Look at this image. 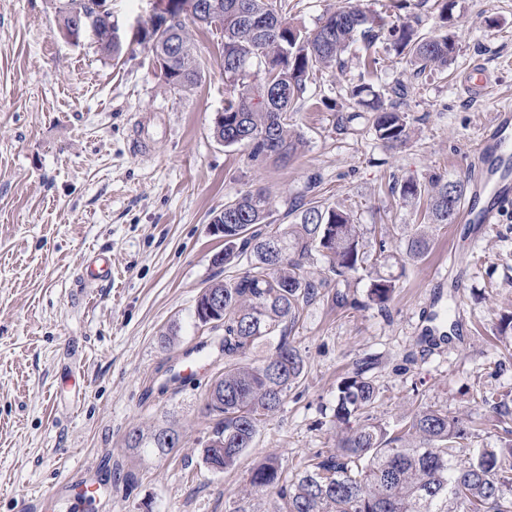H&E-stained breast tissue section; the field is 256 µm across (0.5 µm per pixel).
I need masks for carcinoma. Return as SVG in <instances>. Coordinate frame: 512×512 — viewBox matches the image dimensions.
I'll return each instance as SVG.
<instances>
[{
    "label": "carcinoma",
    "instance_id": "1",
    "mask_svg": "<svg viewBox=\"0 0 512 512\" xmlns=\"http://www.w3.org/2000/svg\"><path fill=\"white\" fill-rule=\"evenodd\" d=\"M220 8L224 20V121L215 136L224 146L245 145L254 161L271 160L286 165L297 154L301 136L291 129L289 114L300 109L307 82L316 71L343 68L344 53L360 44L362 63H378L376 44L383 34L393 37L399 55L410 58L419 71L444 68L455 46L447 36L423 37L415 20L398 18L392 24L376 13L346 0L311 32L283 17L282 0H203ZM98 0H66L59 11V26L79 9L96 15ZM112 14L96 15V43L106 55L122 51V42L111 37ZM140 41L150 45L153 59L166 81L177 91L195 86L201 78V62L186 17L174 12L146 30ZM352 96L373 112L372 128L379 141L393 148L408 136V117L384 107L370 87H353ZM467 192V184L455 181L448 198V179L435 174L422 186L406 182L399 187L405 201L426 202L424 224L407 241L406 254L419 258L429 249V229L451 224ZM273 202L263 189L249 190L224 202V212L214 223L224 225V261L247 257L248 267L236 278L215 281L202 292L224 295V362L211 385L205 410L218 421L203 444L202 461L222 471L236 465L252 447L261 425L283 404L288 389L300 379L304 363L288 344V321L299 305L313 299L317 284L306 266L313 254L321 255L327 271L344 277L373 255L364 251L358 225L352 215L318 201L297 202L288 214L293 221L283 227L267 225ZM393 281L372 280L369 300L386 303ZM280 333L277 344L262 364H243L233 357ZM369 367L338 386L336 420L347 432L334 451L309 457L304 470L288 482L275 456L254 467L242 489L250 496L274 493L283 501L279 512H512V443L502 448H483L466 462L457 448L469 432L461 418L432 408L418 411L396 436L374 421L372 411L379 396L375 383L365 377ZM181 436L176 424L164 421L152 431H130L126 450L140 459L164 457L175 447L166 435Z\"/></svg>",
    "mask_w": 512,
    "mask_h": 512
}]
</instances>
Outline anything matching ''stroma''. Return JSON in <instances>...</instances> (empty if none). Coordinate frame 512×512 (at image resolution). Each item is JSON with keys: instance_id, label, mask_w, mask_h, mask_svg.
Here are the masks:
<instances>
[{"instance_id": "1", "label": "stroma", "mask_w": 512, "mask_h": 512, "mask_svg": "<svg viewBox=\"0 0 512 512\" xmlns=\"http://www.w3.org/2000/svg\"><path fill=\"white\" fill-rule=\"evenodd\" d=\"M64 0H0V512H274V495L242 496L250 468L280 457L295 476L316 451L335 448L336 394L363 362L381 391L373 412L388 430L420 409H443L472 429L461 458L512 438V209L491 229H433L425 256L406 244L422 206L393 184L441 174L467 179V161L493 111L512 107V0H408L421 34L449 32L446 71L416 72L390 42L380 64L349 58L316 72L291 123L304 144L281 167L213 136L224 110V38L192 28L199 85L176 93L148 47L153 0H111L134 45L119 58L93 36L58 31ZM481 62L492 94L469 100L458 80ZM366 84L386 108L406 113L407 141L384 146L372 115L351 96ZM147 124L153 145L131 143ZM274 199L271 226L289 224L297 199L351 211L377 265L342 278L321 255L308 270L317 296L289 323L305 373L252 448L224 472L201 461L216 423L203 403L224 370L223 329L201 324L196 300L211 282L241 273L246 259L215 264L224 240L210 231L227 199L256 188ZM105 253L112 278L91 283L86 260ZM456 255L462 287L442 286ZM393 280L385 305L367 298L373 278ZM175 335L174 345H164ZM504 399L501 415L481 400ZM182 433L176 453L144 461L128 433L164 417Z\"/></svg>"}]
</instances>
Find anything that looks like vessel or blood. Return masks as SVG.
I'll return each mask as SVG.
<instances>
[{
  "label": "vessel or blood",
  "mask_w": 512,
  "mask_h": 512,
  "mask_svg": "<svg viewBox=\"0 0 512 512\" xmlns=\"http://www.w3.org/2000/svg\"><path fill=\"white\" fill-rule=\"evenodd\" d=\"M494 77L482 64L470 65L459 87L465 98L477 100L489 94ZM471 191L456 221L460 224L497 223L500 210L512 203V108L494 113L468 163Z\"/></svg>",
  "instance_id": "1"
}]
</instances>
